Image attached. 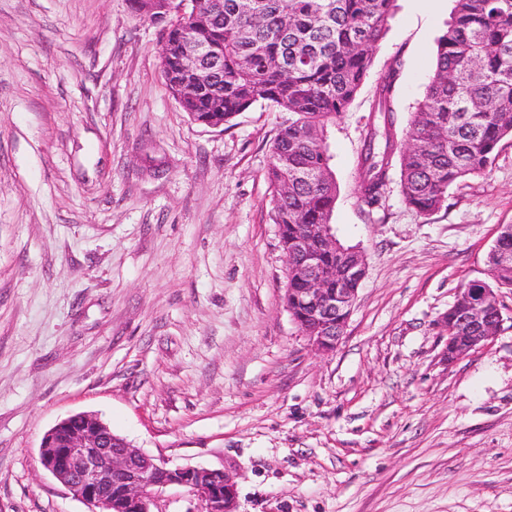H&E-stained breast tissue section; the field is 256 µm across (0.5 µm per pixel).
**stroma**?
Returning <instances> with one entry per match:
<instances>
[{
    "mask_svg": "<svg viewBox=\"0 0 512 512\" xmlns=\"http://www.w3.org/2000/svg\"><path fill=\"white\" fill-rule=\"evenodd\" d=\"M453 0H396L326 143L331 231L366 259L344 333L314 350L283 295L259 103L221 128L167 89L161 26L128 0H0V512H88L39 460L93 414L172 466L228 473L238 512H512L505 322L447 362L460 286L512 224V139L438 210L358 195L380 76L408 122Z\"/></svg>",
    "mask_w": 512,
    "mask_h": 512,
    "instance_id": "35a3bbf8",
    "label": "stroma"
}]
</instances>
